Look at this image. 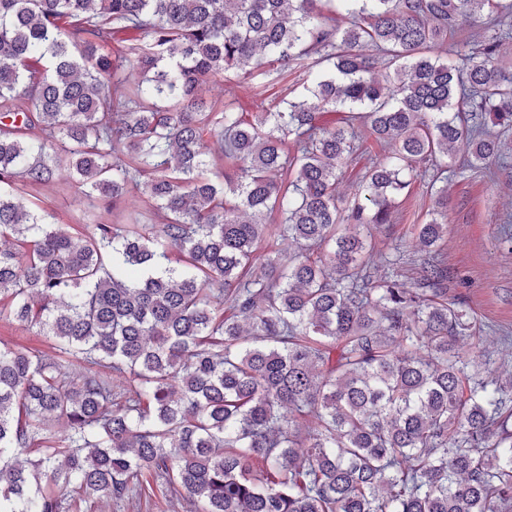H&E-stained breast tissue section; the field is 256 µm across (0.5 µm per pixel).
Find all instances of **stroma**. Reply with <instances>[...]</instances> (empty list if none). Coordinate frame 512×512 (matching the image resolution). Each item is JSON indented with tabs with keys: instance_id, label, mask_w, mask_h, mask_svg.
Returning a JSON list of instances; mask_svg holds the SVG:
<instances>
[{
	"instance_id": "35a3bbf8",
	"label": "stroma",
	"mask_w": 512,
	"mask_h": 512,
	"mask_svg": "<svg viewBox=\"0 0 512 512\" xmlns=\"http://www.w3.org/2000/svg\"><path fill=\"white\" fill-rule=\"evenodd\" d=\"M302 83V72L292 66L269 76L231 71L210 85L207 96L236 103L251 113L260 105H277L288 90L301 88ZM386 154L379 141L365 136L361 153L350 158L339 174L336 195L340 202L363 194L368 167ZM29 204L52 212L75 236L86 232L79 221L82 212H93L102 222L112 219L106 205L87 200L64 169L53 186L31 190ZM433 207L434 199L423 181L413 180L400 196L392 221L375 230L381 252L397 260L390 274L409 275L422 267L427 255L418 246L414 227L425 222ZM447 224L448 235L442 243L448 268L447 296L464 303L480 323L490 369L512 372V347L503 348L499 342L500 336L512 335V137L489 169L449 172ZM141 482L140 498L121 503L97 500L89 512H169L153 475L143 474Z\"/></svg>"
}]
</instances>
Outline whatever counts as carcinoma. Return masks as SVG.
Instances as JSON below:
<instances>
[{
  "label": "carcinoma",
  "mask_w": 512,
  "mask_h": 512,
  "mask_svg": "<svg viewBox=\"0 0 512 512\" xmlns=\"http://www.w3.org/2000/svg\"><path fill=\"white\" fill-rule=\"evenodd\" d=\"M485 10L499 0H0V320L51 345L0 341V512L129 500L145 470L187 512H512V374L468 370L483 337L442 261L407 283L373 242L428 163L415 230L437 253L456 145L481 168L512 134L498 34L462 69L445 47ZM275 65L312 100L245 119L204 97ZM362 127L392 155L340 206ZM60 168L114 209L145 187L149 221L86 214L74 237L18 189Z\"/></svg>",
  "instance_id": "carcinoma-1"
}]
</instances>
